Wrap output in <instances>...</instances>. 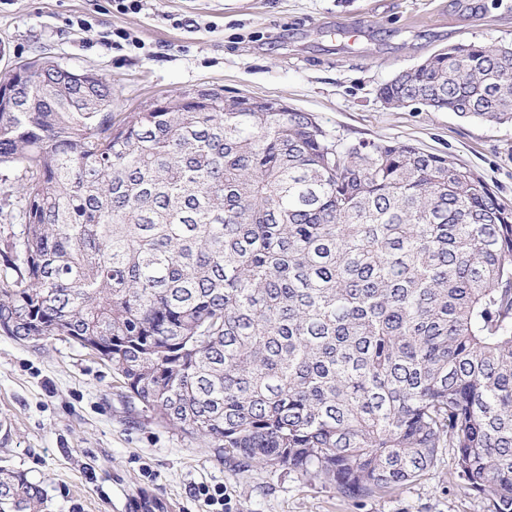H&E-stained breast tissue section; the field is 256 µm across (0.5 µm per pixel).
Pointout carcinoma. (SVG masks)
I'll return each instance as SVG.
<instances>
[{
    "label": "carcinoma",
    "instance_id": "1",
    "mask_svg": "<svg viewBox=\"0 0 512 512\" xmlns=\"http://www.w3.org/2000/svg\"><path fill=\"white\" fill-rule=\"evenodd\" d=\"M6 77L0 332L93 342L128 397L224 458L361 502L454 451L512 512V209L403 143L343 148L308 112L204 102L116 123L112 82ZM512 124V46L458 43L382 86ZM0 512H46L0 467Z\"/></svg>",
    "mask_w": 512,
    "mask_h": 512
}]
</instances>
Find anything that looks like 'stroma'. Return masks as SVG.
Wrapping results in <instances>:
<instances>
[{"mask_svg": "<svg viewBox=\"0 0 512 512\" xmlns=\"http://www.w3.org/2000/svg\"><path fill=\"white\" fill-rule=\"evenodd\" d=\"M88 16L92 31L73 25ZM136 47L112 48L114 29ZM459 42L512 44V0H0V75L46 57L112 81L116 119L201 86L312 114L341 145L404 142L481 176L512 207V124L421 104L386 106L380 88ZM0 466L24 471L46 512H489L464 490L452 449L422 479L357 504L321 479L241 470L127 398L110 363L64 338L32 346L0 334Z\"/></svg>", "mask_w": 512, "mask_h": 512, "instance_id": "stroma-1", "label": "stroma"}]
</instances>
